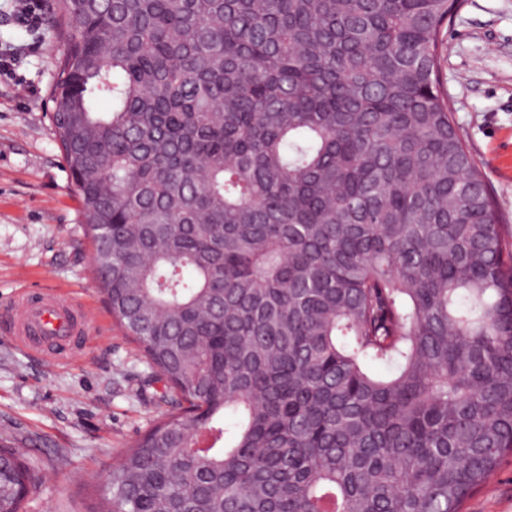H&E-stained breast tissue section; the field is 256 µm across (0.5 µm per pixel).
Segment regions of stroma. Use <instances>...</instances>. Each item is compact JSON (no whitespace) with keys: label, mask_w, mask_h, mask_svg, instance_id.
Returning <instances> with one entry per match:
<instances>
[{"label":"stroma","mask_w":512,"mask_h":512,"mask_svg":"<svg viewBox=\"0 0 512 512\" xmlns=\"http://www.w3.org/2000/svg\"><path fill=\"white\" fill-rule=\"evenodd\" d=\"M15 16V0H0V53L15 54L11 72H0V440L43 474L26 512H91L112 466L170 406L94 278L85 217L49 120L61 53L56 0H42L36 26ZM445 38L441 79L455 122L512 227V0H457ZM24 288L93 314L68 361L14 343L9 308ZM464 510L512 512V461Z\"/></svg>","instance_id":"obj_1"}]
</instances>
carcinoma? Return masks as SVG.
Here are the masks:
<instances>
[{
    "label": "carcinoma",
    "instance_id": "carcinoma-1",
    "mask_svg": "<svg viewBox=\"0 0 512 512\" xmlns=\"http://www.w3.org/2000/svg\"><path fill=\"white\" fill-rule=\"evenodd\" d=\"M454 2L57 0L92 269L174 395L97 512H462L512 457V231L440 82ZM0 465L23 512L35 469Z\"/></svg>",
    "mask_w": 512,
    "mask_h": 512
}]
</instances>
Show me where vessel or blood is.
Wrapping results in <instances>:
<instances>
[{"label":"vessel or blood","mask_w":512,"mask_h":512,"mask_svg":"<svg viewBox=\"0 0 512 512\" xmlns=\"http://www.w3.org/2000/svg\"><path fill=\"white\" fill-rule=\"evenodd\" d=\"M90 318L64 296L25 293L15 302L11 324L22 346L48 345L47 357L57 361L73 355L72 337L88 327Z\"/></svg>","instance_id":"obj_1"}]
</instances>
